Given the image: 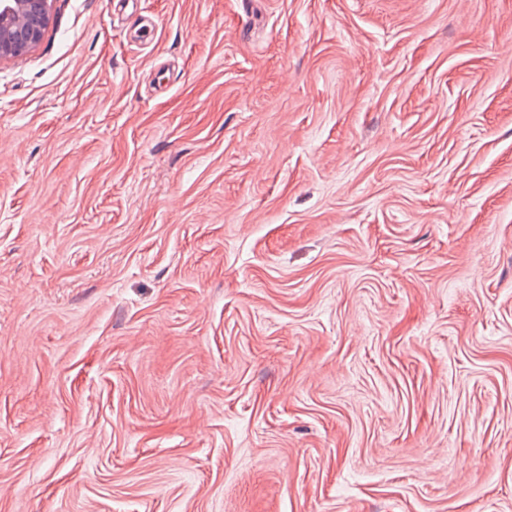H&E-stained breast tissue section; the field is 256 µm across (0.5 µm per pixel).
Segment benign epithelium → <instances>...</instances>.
Returning <instances> with one entry per match:
<instances>
[{"mask_svg": "<svg viewBox=\"0 0 512 512\" xmlns=\"http://www.w3.org/2000/svg\"><path fill=\"white\" fill-rule=\"evenodd\" d=\"M51 7L52 0H0V62L40 43Z\"/></svg>", "mask_w": 512, "mask_h": 512, "instance_id": "1", "label": "benign epithelium"}]
</instances>
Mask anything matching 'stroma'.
Here are the masks:
<instances>
[{"mask_svg": "<svg viewBox=\"0 0 512 512\" xmlns=\"http://www.w3.org/2000/svg\"><path fill=\"white\" fill-rule=\"evenodd\" d=\"M0 512H512V0H55Z\"/></svg>", "mask_w": 512, "mask_h": 512, "instance_id": "1", "label": "stroma"}]
</instances>
